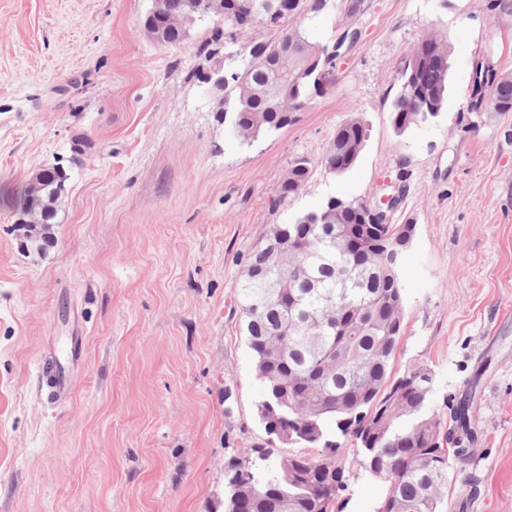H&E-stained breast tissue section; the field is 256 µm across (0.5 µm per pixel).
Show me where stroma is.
Here are the masks:
<instances>
[{
	"label": "stroma",
	"instance_id": "obj_1",
	"mask_svg": "<svg viewBox=\"0 0 512 512\" xmlns=\"http://www.w3.org/2000/svg\"><path fill=\"white\" fill-rule=\"evenodd\" d=\"M493 3L366 0L335 85L242 145L193 76L217 20L167 46L143 27L151 0H0V512H223L229 460L268 446L236 301L243 255L329 197L379 202L402 169L394 221L416 235L395 368L432 371L441 418L471 397L478 438L448 512H512V112L470 107L476 62L512 72V16ZM439 33L446 108L396 135L400 71ZM354 106L361 156L326 173ZM300 157L310 180L270 210ZM48 167L67 181L40 254L7 197ZM52 359L72 385L61 403L46 397ZM353 458L342 512H376L386 485Z\"/></svg>",
	"mask_w": 512,
	"mask_h": 512
}]
</instances>
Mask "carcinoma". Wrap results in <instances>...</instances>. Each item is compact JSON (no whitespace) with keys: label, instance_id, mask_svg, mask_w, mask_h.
<instances>
[{"label":"carcinoma","instance_id":"1","mask_svg":"<svg viewBox=\"0 0 512 512\" xmlns=\"http://www.w3.org/2000/svg\"><path fill=\"white\" fill-rule=\"evenodd\" d=\"M263 0H254L250 25L278 33L293 30L298 44L279 62L280 38L252 41L227 52L224 69L239 74V84L224 90V120L240 144L294 124L311 101L336 82V64L327 59L329 42L315 41L301 27L308 13L332 15L336 0H294V10L274 25L266 22ZM158 12L172 18L188 11L187 0H158ZM144 29L165 45L181 43V29L146 17ZM439 51L449 55L442 36L417 43L411 54ZM474 98L494 112H512V72L497 73L485 62ZM449 64L424 60L401 76L430 103L408 97L399 87L392 114L412 113V124L434 121L448 95ZM365 124L357 115L336 129L333 153L320 165L343 175L356 164L364 147ZM311 161L293 162L271 207L291 201L310 179ZM362 198L338 200L333 233L324 236L316 224H302L300 212L289 224H274L282 239L277 248L310 257L295 269L277 267L261 241L247 254L237 296L245 313L244 333L257 376L264 386L257 412L270 443L316 448L313 455L273 457L268 448H250L224 469V512H331L346 490L344 468L336 459L351 441L358 463L387 485L377 512H444L454 462L470 457L464 445L444 446L452 432L473 434L471 405L451 410L443 423L430 409L431 371L421 365L401 373L392 370L404 319L403 260L408 247L392 261L379 243L413 241L416 225L363 223ZM283 345L275 357L269 343Z\"/></svg>","mask_w":512,"mask_h":512}]
</instances>
